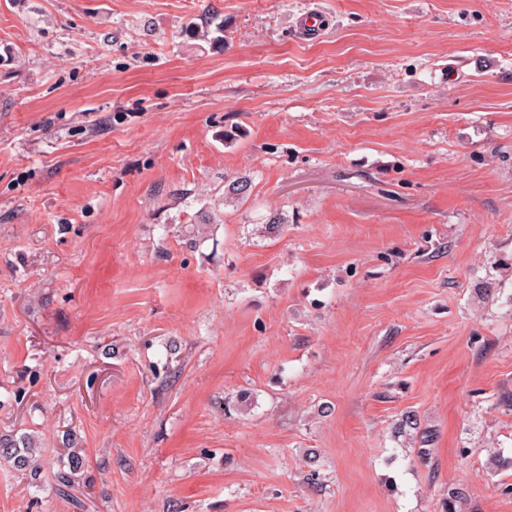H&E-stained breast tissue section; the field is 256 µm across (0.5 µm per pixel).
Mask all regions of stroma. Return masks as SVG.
<instances>
[{
    "instance_id": "1",
    "label": "stroma",
    "mask_w": 512,
    "mask_h": 512,
    "mask_svg": "<svg viewBox=\"0 0 512 512\" xmlns=\"http://www.w3.org/2000/svg\"><path fill=\"white\" fill-rule=\"evenodd\" d=\"M506 393L512 0H0V512H512ZM34 447L29 435L16 439L11 434H0V457L13 460L20 470L28 471L32 484L40 481L42 473L41 467L32 462ZM68 462L67 470L64 467H60L56 471L50 473L49 480L51 486L55 489L58 495H69V489L72 488L76 483V474H78L83 468V458L80 452L74 448H69L67 453Z\"/></svg>"
}]
</instances>
